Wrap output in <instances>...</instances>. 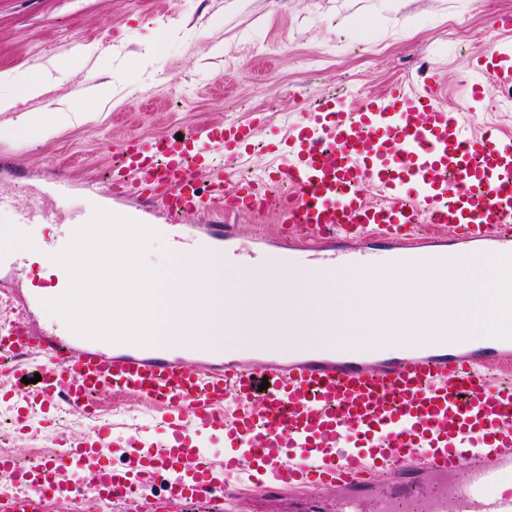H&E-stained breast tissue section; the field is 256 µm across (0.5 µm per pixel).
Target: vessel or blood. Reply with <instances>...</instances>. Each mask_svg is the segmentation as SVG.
Instances as JSON below:
<instances>
[{"mask_svg":"<svg viewBox=\"0 0 512 512\" xmlns=\"http://www.w3.org/2000/svg\"><path fill=\"white\" fill-rule=\"evenodd\" d=\"M475 66L512 88V42L477 49ZM430 71L417 85L398 83L359 106L321 94L284 121L254 112L204 123L183 136L128 134L117 160L93 181L77 213L39 198L20 202L0 178V214L60 251L95 208L138 222L163 215L179 251L211 252L236 262L237 225L229 215L276 206L279 223L258 229L253 264L277 261L304 271L321 260L331 273L369 268L375 250L401 265H433L446 277L456 247L495 256L512 246V133L477 131L444 96ZM274 127L270 166L255 178L224 168L247 161L258 133ZM45 192L63 197L81 179L63 166L43 173ZM189 215L196 224L186 223ZM17 266L0 258V307L12 319L0 350L17 355L14 375L39 373L25 401L51 412L65 403L89 415L97 397L120 393L153 410L149 422L89 429L66 456L44 454L26 468L0 453L17 491L0 494V512H48L93 491L103 512L128 498L132 484L177 474L164 496L138 512H223L249 482L265 492L304 494L329 486L337 512H512V339H440L407 354L397 349H308L285 361L235 358L185 343L171 348L111 344L34 326L36 296L11 288ZM224 437V456L207 440ZM120 466H112V459ZM389 471V484L379 475ZM434 485L417 493L423 478Z\"/></svg>","mask_w":512,"mask_h":512,"instance_id":"obj_1","label":"vessel or blood"}]
</instances>
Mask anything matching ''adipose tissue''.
I'll use <instances>...</instances> for the list:
<instances>
[{"label": "adipose tissue", "mask_w": 512, "mask_h": 512, "mask_svg": "<svg viewBox=\"0 0 512 512\" xmlns=\"http://www.w3.org/2000/svg\"><path fill=\"white\" fill-rule=\"evenodd\" d=\"M54 86L51 66L40 64L27 77L12 71L0 72V140L13 143L41 141L68 127L74 118L72 104L59 106L54 112L33 110Z\"/></svg>", "instance_id": "obj_1"}]
</instances>
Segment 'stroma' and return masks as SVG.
<instances>
[{"instance_id":"obj_1","label":"stroma","mask_w":512,"mask_h":512,"mask_svg":"<svg viewBox=\"0 0 512 512\" xmlns=\"http://www.w3.org/2000/svg\"><path fill=\"white\" fill-rule=\"evenodd\" d=\"M503 13L512 14V0H0V71L23 76L54 60L53 97L82 103L51 138L23 148L0 141V152L30 174L15 185L23 201L49 164L106 169L114 140L129 133L184 131L252 112L280 118L312 107L326 90L344 95L358 85L379 94L434 67L446 74L449 102L460 103L475 75L452 34L492 43L500 36L492 20ZM356 19L370 23L369 39L349 35ZM159 40L162 51L151 55ZM330 43L340 44V61L312 64ZM86 48L111 57L109 103L93 97L87 73L65 68ZM17 404V394L0 390V439L18 456L52 450L61 435L84 427L68 416L47 426L35 412L18 435L8 426Z\"/></svg>"}]
</instances>
